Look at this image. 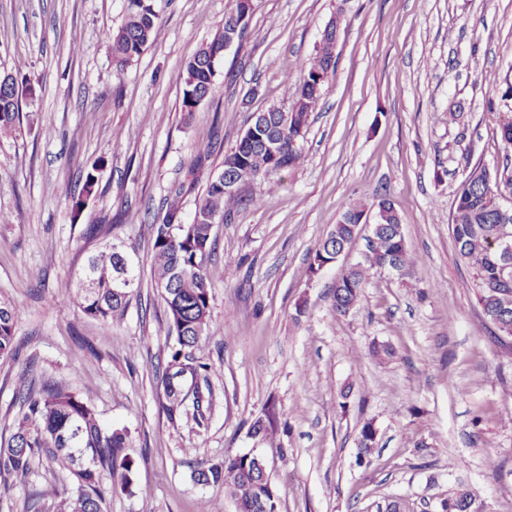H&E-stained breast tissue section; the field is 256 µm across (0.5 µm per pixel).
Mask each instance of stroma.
Instances as JSON below:
<instances>
[{
    "label": "stroma",
    "instance_id": "stroma-1",
    "mask_svg": "<svg viewBox=\"0 0 512 512\" xmlns=\"http://www.w3.org/2000/svg\"><path fill=\"white\" fill-rule=\"evenodd\" d=\"M150 2L157 40L119 72L104 34L123 24L125 0H0V75L34 92L16 131L0 134V213L10 217L0 224V302L21 311L20 355L0 359V434L27 369L130 431L137 482L151 494H114L105 512H235L223 489L191 473L244 453L266 460L278 512H384L395 498L422 512L458 487L483 512H512V348L486 330L449 228L472 167L502 166L484 77L512 80V0H254L212 97L190 115L179 74L223 32L232 0ZM335 16L336 72L301 166L277 175L273 191L242 187L240 206L213 227V328L195 351L212 405L203 420L169 423L155 367L173 340L151 285L149 226L178 188L181 221L192 222L207 172L252 113L291 106L284 79L315 57ZM456 103L461 126L448 121ZM208 142L204 174L189 175ZM91 169L97 193L73 214ZM379 193L422 262L404 277L370 276L356 309L336 315L327 292L344 264L314 273L312 257L349 201ZM91 224L104 227L93 240ZM116 238L135 243L142 284L108 329L56 298ZM381 344L393 358L372 355ZM259 418L274 444L252 435ZM367 421L378 446L362 459ZM68 482L34 458L0 512H26L31 487Z\"/></svg>",
    "mask_w": 512,
    "mask_h": 512
}]
</instances>
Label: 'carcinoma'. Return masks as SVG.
Here are the masks:
<instances>
[{
    "mask_svg": "<svg viewBox=\"0 0 512 512\" xmlns=\"http://www.w3.org/2000/svg\"><path fill=\"white\" fill-rule=\"evenodd\" d=\"M159 30L158 15L147 0H127L124 23L106 32L116 65L124 67L140 56L155 41ZM224 41L216 36L181 70L184 85L183 111L192 115L198 105L213 92L216 68L221 59H212L215 44ZM331 61L321 54L300 66L297 77L285 80L296 99L297 112L289 125L282 124V112L272 106L258 113L255 133L242 139L224 155L221 168L207 181L205 193L190 224L180 222V195L176 194L150 224L152 233L153 283L161 291L166 305L168 336L174 338L160 376L162 408L170 421L188 414L200 421L204 405L210 403L199 386L207 367L199 363L194 350L211 330L210 285L214 269L205 264L214 249L209 234L213 222L233 213L241 202L238 192L224 191L222 174L232 175L243 160L251 163L254 181L270 190L273 177L284 170L297 168L303 151L298 141L299 129L308 128L310 114L323 95L328 76L334 74ZM21 94L12 75L0 77V132L9 133L20 123ZM500 140L504 149L503 169L512 166V113H497ZM279 142V158L269 162L266 143ZM97 168L85 175L82 194L73 200L78 212L94 193L98 184ZM512 188V176L502 180L499 174L486 175L485 168L475 165L459 188L450 218V230L460 259L472 271L475 295L488 325L489 333L504 344L512 339V223H502L500 212L492 203L500 195V184ZM390 199L380 195L371 201L349 202L340 219L315 250L314 260L330 261L352 238L351 218L364 211H375L377 224L363 260L347 268L330 292V308L341 316L348 315L361 300L369 275L388 271L404 276L415 269L421 257L411 251L401 229L399 214L393 213ZM128 268L129 276L140 279L136 246L125 244L121 256L106 243L90 254L82 270L94 281L91 288L65 289L58 301H75L82 314L104 327L118 325L133 296L120 295L113 288V272ZM20 309L0 302V358L18 357L20 344L16 324ZM15 400L19 412L7 436H0V501L9 496L17 482L28 478L34 456L45 457L53 466L65 470L71 488H36L27 501V512H103L104 505L117 492L150 495L146 487H136V461L125 453L129 433L105 425L95 408L66 387L44 382L35 386L28 374L15 381ZM375 447V429L366 422L357 439L359 457H366ZM192 479L202 486L224 489L239 507V512H278L279 489L272 479L261 478L252 459L227 455L205 468L192 472ZM457 499L448 498L434 505V512H462L470 492L455 489Z\"/></svg>",
    "mask_w": 512,
    "mask_h": 512,
    "instance_id": "1",
    "label": "carcinoma"
}]
</instances>
